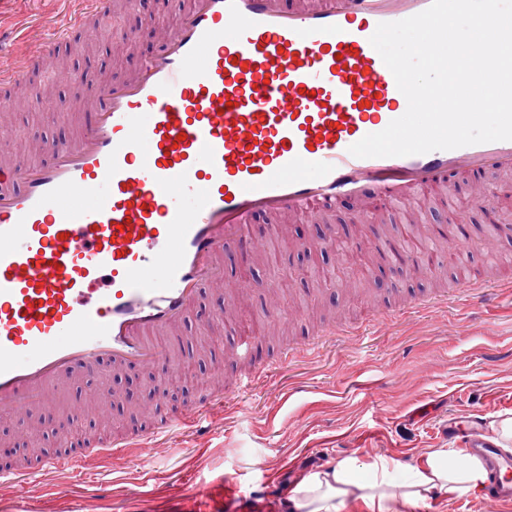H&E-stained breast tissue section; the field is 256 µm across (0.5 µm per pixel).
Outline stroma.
<instances>
[{
	"label": "stroma",
	"mask_w": 512,
	"mask_h": 512,
	"mask_svg": "<svg viewBox=\"0 0 512 512\" xmlns=\"http://www.w3.org/2000/svg\"><path fill=\"white\" fill-rule=\"evenodd\" d=\"M73 7L72 0H0V20L21 26L27 49L35 51ZM176 21L162 7L148 11L142 0H130L120 28L136 31L135 48L119 51L120 33L99 58L112 71L129 69L152 49L153 36ZM41 78L53 82V101L16 112L5 146L17 157L45 139L66 135L81 109L78 82L62 81L49 61ZM476 182L499 193L490 209L468 213L461 224L482 280L494 284L512 274V234L495 230L512 224V191L501 189L499 174L487 173L452 179L447 192L468 196ZM356 208L354 201H345L327 224L350 240H403L401 211L385 214L383 223L361 232L351 221ZM327 224H292L287 237L266 244L294 268L281 291L288 304L306 314L305 320H289L281 335L268 338L258 318L267 302L266 283L279 276L277 268L258 258L225 254L236 272L260 282L237 321L213 324L219 299L210 290H203L196 305V376L212 369L213 350L231 339L247 361L237 368V378H246L248 365L258 362L272 365L270 376L225 403L204 429L185 434L178 446L105 459L93 471L34 483L31 497L42 512H213L201 495L227 475L246 496L274 484V497L250 501L247 512H294L297 482L328 462L354 457L362 463L384 458L418 464L435 449L464 451L461 439H449V421L479 412L490 428L512 416V297L499 293L486 306L455 291L450 281L408 291L399 288L400 275L388 265L355 275L350 288L339 287L335 256L315 247ZM372 302L387 308L383 325L368 323L365 309ZM336 322L343 334L331 337L318 353L277 365L279 349L299 347Z\"/></svg>",
	"instance_id": "stroma-1"
}]
</instances>
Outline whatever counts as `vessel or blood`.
Instances as JSON below:
<instances>
[{"label": "vessel or blood", "instance_id": "b4317fda", "mask_svg": "<svg viewBox=\"0 0 512 512\" xmlns=\"http://www.w3.org/2000/svg\"><path fill=\"white\" fill-rule=\"evenodd\" d=\"M431 0H183L179 24L125 74L93 80L86 122L53 140L47 159L0 162V420L39 410L74 424L111 416L113 378L157 373L143 403L146 426L77 449L71 437L33 467H0V485L27 499L34 478L93 468L99 456L152 453L200 426L223 402V369L196 405L160 417L184 331L202 289L222 291L221 257L283 234L282 218L318 222L343 199L362 198L360 219L443 194L457 175L512 176V140L405 157L357 158L349 148L407 110L395 78L370 43L377 26L416 15ZM112 0H82L50 40H100L90 20ZM28 83L22 58L0 67V111ZM494 195L449 200L450 214L489 208ZM458 287L491 301L474 267ZM97 381L83 405L62 409L75 376ZM467 453L487 471L488 512L512 505V456L466 428Z\"/></svg>", "mask_w": 512, "mask_h": 512}]
</instances>
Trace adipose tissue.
Returning <instances> with one entry per match:
<instances>
[{"mask_svg":"<svg viewBox=\"0 0 512 512\" xmlns=\"http://www.w3.org/2000/svg\"><path fill=\"white\" fill-rule=\"evenodd\" d=\"M400 468V463L383 459L363 464L349 458L327 464L296 484L294 507L296 512H339L346 501L360 500L369 512H410L434 490L457 496L478 494L486 478L478 458L443 449L411 467L407 480H399Z\"/></svg>","mask_w":512,"mask_h":512,"instance_id":"ef3b65f1","label":"adipose tissue"}]
</instances>
